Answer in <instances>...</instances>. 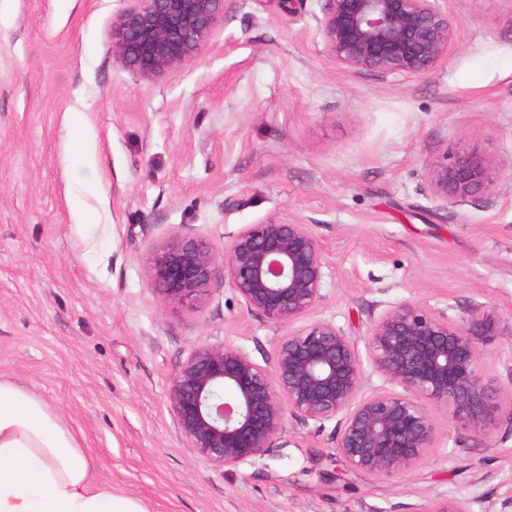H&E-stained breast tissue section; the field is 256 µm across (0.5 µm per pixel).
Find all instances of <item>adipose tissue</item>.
Segmentation results:
<instances>
[{
  "instance_id": "obj_1",
  "label": "adipose tissue",
  "mask_w": 512,
  "mask_h": 512,
  "mask_svg": "<svg viewBox=\"0 0 512 512\" xmlns=\"http://www.w3.org/2000/svg\"><path fill=\"white\" fill-rule=\"evenodd\" d=\"M94 461L58 414L0 379V512H147L93 482Z\"/></svg>"
}]
</instances>
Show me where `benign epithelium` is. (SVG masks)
Listing matches in <instances>:
<instances>
[{
    "mask_svg": "<svg viewBox=\"0 0 512 512\" xmlns=\"http://www.w3.org/2000/svg\"><path fill=\"white\" fill-rule=\"evenodd\" d=\"M112 24L117 56L142 78L170 73L196 57L224 16V0H132ZM317 34L336 63L351 69L425 75L448 58L452 23L439 0H328ZM512 183L504 165L465 149L429 174L446 205ZM325 262L305 224L271 217L246 225L222 253L208 240L184 236L156 249L149 278L165 300L193 306L221 274L246 308L291 325L321 300ZM498 312L471 307L451 320L419 304L401 303L370 328L372 364L389 383L363 399L354 341L335 324L315 320L288 331L265 367L226 344L195 348L167 391L177 427L195 454L216 468L262 456L288 417L324 422L341 417L336 448L347 467L391 477L422 459L437 425L423 404L445 405L451 420L492 435L509 390L486 375L475 337L494 336ZM427 512H470L447 498Z\"/></svg>",
    "mask_w": 512,
    "mask_h": 512,
    "instance_id": "obj_1",
    "label": "benign epithelium"
}]
</instances>
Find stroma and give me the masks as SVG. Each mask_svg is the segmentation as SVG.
Wrapping results in <instances>:
<instances>
[{"label":"stroma","mask_w":512,"mask_h":512,"mask_svg":"<svg viewBox=\"0 0 512 512\" xmlns=\"http://www.w3.org/2000/svg\"><path fill=\"white\" fill-rule=\"evenodd\" d=\"M130 0H0V378L54 409L95 477L148 512H428L512 497V413L491 437L448 421L410 470H347L338 420L289 418L231 469L192 453L167 390L203 344L271 365L288 328L224 279L194 307L148 268L176 236L223 248L248 224L308 225L327 320L356 344L362 395L387 388L366 335L412 302L458 319L496 308L487 376L512 385V183L446 206L429 173L480 145L512 162V0H447V62L424 76L339 65L316 36L326 0H224L206 48L140 78L112 48ZM94 173L73 162L78 149Z\"/></svg>","instance_id":"obj_1"}]
</instances>
